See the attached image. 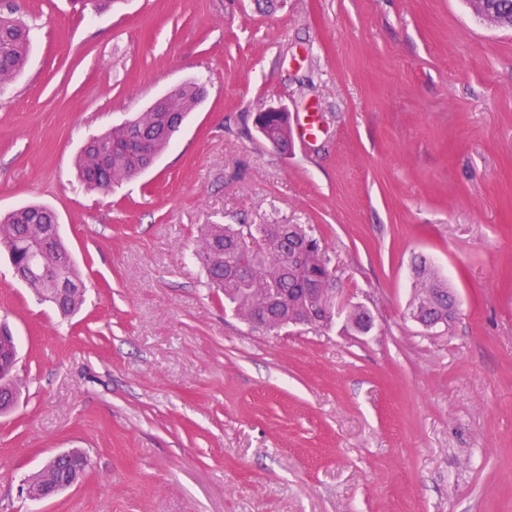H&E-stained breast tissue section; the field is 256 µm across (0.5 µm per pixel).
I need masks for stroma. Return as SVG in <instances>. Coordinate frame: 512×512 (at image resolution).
Here are the masks:
<instances>
[{
	"label": "stroma",
	"mask_w": 512,
	"mask_h": 512,
	"mask_svg": "<svg viewBox=\"0 0 512 512\" xmlns=\"http://www.w3.org/2000/svg\"><path fill=\"white\" fill-rule=\"evenodd\" d=\"M27 21L0 89V218L57 214L85 285L61 318L0 248L23 383L0 417V512H512V29L466 0H0ZM195 81L171 145L107 195L89 135ZM288 112L281 154L255 127ZM208 224H301L331 324L271 332L205 288ZM459 315L409 316L412 264ZM362 307V334L344 311ZM86 477L21 496L51 454Z\"/></svg>",
	"instance_id": "obj_1"
}]
</instances>
